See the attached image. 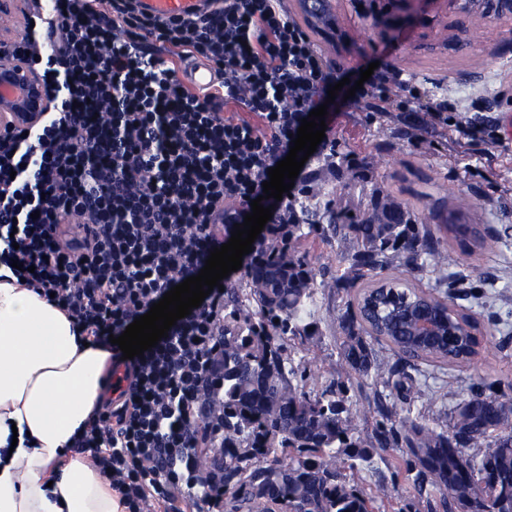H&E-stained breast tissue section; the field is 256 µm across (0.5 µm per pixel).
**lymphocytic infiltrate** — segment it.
Listing matches in <instances>:
<instances>
[{
  "mask_svg": "<svg viewBox=\"0 0 512 512\" xmlns=\"http://www.w3.org/2000/svg\"><path fill=\"white\" fill-rule=\"evenodd\" d=\"M23 18L17 50L54 103L38 125L0 138V266L19 263L17 279L105 345L229 241L343 75L282 0H212L186 17L136 0H113L108 16L96 0H52L50 18ZM166 45L208 61L220 87L192 92L160 55ZM355 95L457 124L447 99L396 73L372 74ZM224 317L215 289L143 355L113 349L118 398L94 409L72 448L125 512L151 500L163 512L198 502L222 512L224 488L200 467L216 441L200 406L223 370Z\"/></svg>",
  "mask_w": 512,
  "mask_h": 512,
  "instance_id": "obj_1",
  "label": "lymphocytic infiltrate"
}]
</instances>
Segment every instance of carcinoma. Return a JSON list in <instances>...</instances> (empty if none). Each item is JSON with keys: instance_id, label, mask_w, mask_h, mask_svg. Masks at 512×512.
Listing matches in <instances>:
<instances>
[{"instance_id": "cac0c4a2", "label": "carcinoma", "mask_w": 512, "mask_h": 512, "mask_svg": "<svg viewBox=\"0 0 512 512\" xmlns=\"http://www.w3.org/2000/svg\"><path fill=\"white\" fill-rule=\"evenodd\" d=\"M346 162L347 154L339 150L319 161L296 200L298 219L287 225L282 250L274 255L258 251L246 259V294L226 289L224 376L207 393L221 417L208 414L206 419L213 429L224 430L218 453L227 505L232 512L241 503L250 512H272L274 506L284 512H380L386 491L354 484V472L370 461L373 449L400 441L412 456L413 488L420 498H436L441 507L463 512L479 488L493 512H508L512 500L504 498L503 482L512 478V398L475 393L454 407L445 430L403 418L400 429L391 426L366 439L346 414L342 389L307 392L297 379L284 339L309 336L311 323L304 318L314 305L316 287L298 249L313 230L314 216L325 218L336 249L349 262L345 273L322 282L323 288L357 287L360 299L369 290L362 281L371 271L399 265L436 269L448 263L444 247L419 214L394 204L377 184L367 208L354 215L333 210L329 193L318 183L319 173L328 170L349 185L365 180L362 171L351 170ZM263 264L288 267L301 292L282 288L277 302H267ZM401 284L402 295L426 299L446 311L441 298L406 280ZM387 320L383 312L370 321L356 307L342 319L340 350L351 369L397 395L407 379L400 363L383 356L377 344L408 360L442 361L457 368L478 355L477 338L470 334L459 346L411 350L406 337L380 330L379 322ZM467 448L476 453L467 454Z\"/></svg>"}]
</instances>
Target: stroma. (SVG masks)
<instances>
[{
	"label": "stroma",
	"instance_id": "obj_1",
	"mask_svg": "<svg viewBox=\"0 0 512 512\" xmlns=\"http://www.w3.org/2000/svg\"><path fill=\"white\" fill-rule=\"evenodd\" d=\"M387 8L390 25L372 28L373 4ZM450 19L441 4L424 0H337L333 34L311 36L336 68L356 73L372 62L390 65L405 77L431 82L455 102L463 120L504 123L512 114V26L485 21L478 34L461 33L458 44L446 39ZM483 67H473V59ZM350 161L367 162L369 178L394 201L425 218L448 254L447 272L433 268L373 272V280L392 276L453 300L461 313L475 317L482 336L474 365L457 369L412 362L413 387L397 411H410L422 423L443 421L454 402L474 391L512 398V133L505 144H473L455 128L413 125L407 113L375 111L370 100L343 101L330 132ZM497 242L481 272L468 267L476 236ZM316 280L335 275L347 262L336 241L314 228L301 248ZM356 303V293L321 288L316 294L315 334L292 340L307 388L338 385L350 416L362 434H375L383 418L377 401L382 386L354 372L340 356L341 319ZM454 388L455 399L444 398ZM410 456L403 446L374 452L372 462L355 476L361 486L383 488L387 512H442L429 507L411 488Z\"/></svg>",
	"mask_w": 512,
	"mask_h": 512
}]
</instances>
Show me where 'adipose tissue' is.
<instances>
[{
    "instance_id": "adipose-tissue-1",
    "label": "adipose tissue",
    "mask_w": 512,
    "mask_h": 512,
    "mask_svg": "<svg viewBox=\"0 0 512 512\" xmlns=\"http://www.w3.org/2000/svg\"><path fill=\"white\" fill-rule=\"evenodd\" d=\"M111 367V350L85 346L63 311L0 279V512H122L87 457L64 450Z\"/></svg>"
}]
</instances>
